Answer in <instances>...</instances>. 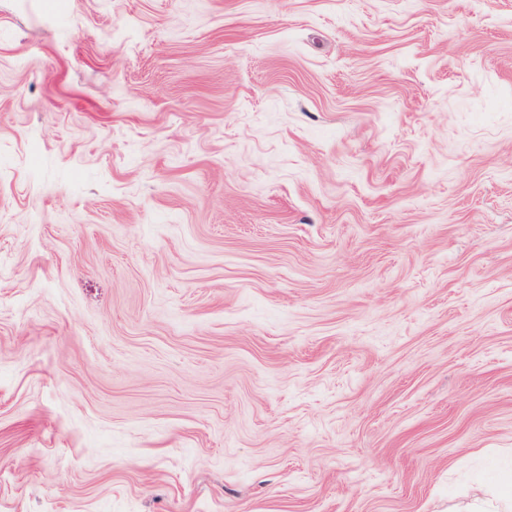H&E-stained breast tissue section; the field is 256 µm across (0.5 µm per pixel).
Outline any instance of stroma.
Returning a JSON list of instances; mask_svg holds the SVG:
<instances>
[{"mask_svg":"<svg viewBox=\"0 0 512 512\" xmlns=\"http://www.w3.org/2000/svg\"><path fill=\"white\" fill-rule=\"evenodd\" d=\"M512 497V0H0V512Z\"/></svg>","mask_w":512,"mask_h":512,"instance_id":"obj_1","label":"stroma"}]
</instances>
